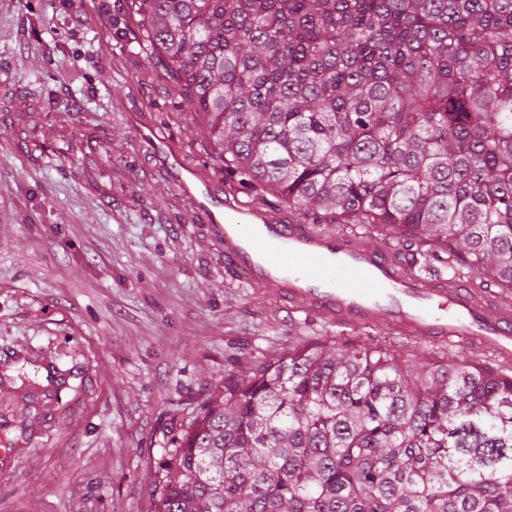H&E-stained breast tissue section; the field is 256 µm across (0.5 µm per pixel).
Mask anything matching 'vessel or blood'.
Returning a JSON list of instances; mask_svg holds the SVG:
<instances>
[{
	"mask_svg": "<svg viewBox=\"0 0 512 512\" xmlns=\"http://www.w3.org/2000/svg\"><path fill=\"white\" fill-rule=\"evenodd\" d=\"M181 182L209 212L225 258L245 282L329 323L382 327L452 346L469 342L512 367V298L419 277L388 248L287 223L230 188L218 198L190 177Z\"/></svg>",
	"mask_w": 512,
	"mask_h": 512,
	"instance_id": "obj_1",
	"label": "vessel or blood"
}]
</instances>
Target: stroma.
<instances>
[{"label": "stroma", "mask_w": 512, "mask_h": 512, "mask_svg": "<svg viewBox=\"0 0 512 512\" xmlns=\"http://www.w3.org/2000/svg\"><path fill=\"white\" fill-rule=\"evenodd\" d=\"M129 0H0V512H157L172 421L317 339L456 358L308 317L231 272L167 153L223 194Z\"/></svg>", "instance_id": "35a3bbf8"}]
</instances>
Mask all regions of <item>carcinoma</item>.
<instances>
[{"label": "carcinoma", "mask_w": 512, "mask_h": 512, "mask_svg": "<svg viewBox=\"0 0 512 512\" xmlns=\"http://www.w3.org/2000/svg\"><path fill=\"white\" fill-rule=\"evenodd\" d=\"M224 178L512 290V0H130ZM157 512H512V377L293 347L169 431Z\"/></svg>", "instance_id": "obj_1"}]
</instances>
